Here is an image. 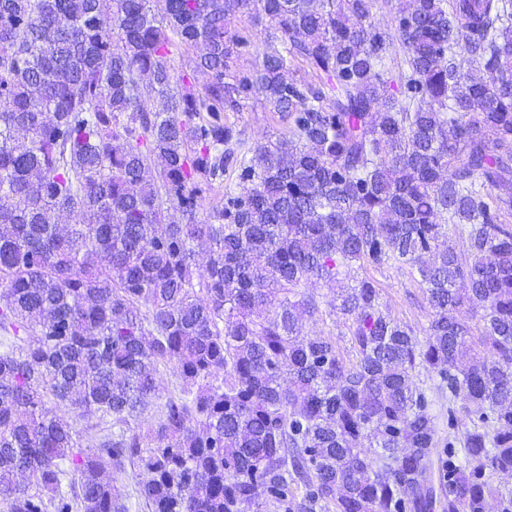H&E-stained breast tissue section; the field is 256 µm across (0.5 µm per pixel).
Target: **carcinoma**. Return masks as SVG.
I'll return each instance as SVG.
<instances>
[{
	"mask_svg": "<svg viewBox=\"0 0 512 512\" xmlns=\"http://www.w3.org/2000/svg\"><path fill=\"white\" fill-rule=\"evenodd\" d=\"M374 3L0 0L3 512H130L128 467L148 512H512L486 479L512 478V225L485 193L512 182V0H400L392 35ZM240 13L263 48L229 77ZM190 50L200 91L168 64ZM296 59L319 84L289 77ZM257 95L291 126L240 158L224 113ZM390 261L426 290V341L367 277L328 303L356 362L301 335L322 314L302 284ZM420 366L465 417L446 458ZM163 370L177 386L152 417ZM236 173L230 168L224 173V184L220 187L216 185L215 189L206 195L204 202V216L221 209L224 206V190L229 185L235 187Z\"/></svg>",
	"mask_w": 512,
	"mask_h": 512,
	"instance_id": "cac0c4a2",
	"label": "carcinoma"
}]
</instances>
